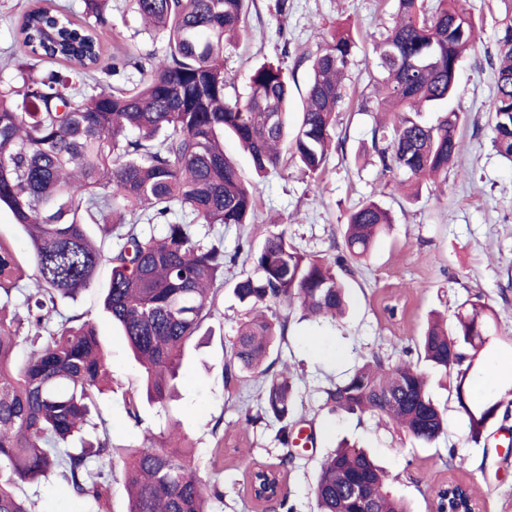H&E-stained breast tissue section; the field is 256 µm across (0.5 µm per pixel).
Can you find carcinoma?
<instances>
[{"label":"carcinoma","instance_id":"obj_1","mask_svg":"<svg viewBox=\"0 0 512 512\" xmlns=\"http://www.w3.org/2000/svg\"><path fill=\"white\" fill-rule=\"evenodd\" d=\"M496 36L495 91L490 107L492 144L512 164V0ZM106 0H84L81 20L57 0H34L16 36L27 56L60 61L35 79L19 62L21 85L0 86V211L27 234L36 294L25 299L26 319L8 316L25 270L0 244V512H33L16 488L49 474L80 499L99 500L101 480L120 466L127 488L126 512H209L208 487L181 444L180 421L166 416L164 435L120 452L109 430L95 442L72 448L96 400L108 367L92 322L65 316L60 298L88 290L98 267L110 268L103 310L112 318L143 370L148 402L167 409L187 344L210 312L224 273V252L202 244L197 224L243 225L255 221L253 184L224 154V134L248 151L258 177L289 159L311 175L325 169L336 109L356 42L351 31L330 32L310 62V77L294 104L283 68L265 63L251 71L245 98L226 93L224 46L244 30L250 0H132L151 36L165 39L163 55L143 61H103L113 37ZM478 24L465 0H398L394 22L375 44L381 78L379 107L392 115L391 130L373 129L383 167L399 183L419 185L447 175L459 153L463 112L448 110L457 94L464 56L475 48ZM142 78L129 87L95 78L127 67ZM425 112H441L435 124ZM392 223L369 200L347 218L340 252L332 261L300 252L286 232L267 236L248 255L253 272L233 293L245 320L226 347L225 382L257 377L266 384L264 412L279 424L287 446L293 438L297 392L288 366L265 365L288 318L259 313L263 307L299 305L315 318H334L347 307L340 273L366 257ZM103 225L116 245L104 246L90 231ZM156 224L164 234L153 233ZM494 310L480 297L461 303L453 330L428 323L416 346L417 363L390 365L379 356L354 367L324 389L332 411L369 415L392 423L421 446L434 444L446 420L429 391L427 370L449 379L469 437L479 442L487 425L509 417L512 389L501 398L476 399L472 383L486 366L481 352L492 339ZM41 332L24 336L23 324ZM30 351L20 365V342ZM316 512H410L392 493L388 474L362 448L340 444L320 461L313 489ZM260 512H295L288 493L258 502Z\"/></svg>","mask_w":512,"mask_h":512}]
</instances>
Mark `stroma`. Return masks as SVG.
Here are the masks:
<instances>
[{"instance_id": "stroma-1", "label": "stroma", "mask_w": 512, "mask_h": 512, "mask_svg": "<svg viewBox=\"0 0 512 512\" xmlns=\"http://www.w3.org/2000/svg\"><path fill=\"white\" fill-rule=\"evenodd\" d=\"M254 0L248 14L249 35L224 48V76L229 95H246L251 69L264 62L294 72L306 86L307 66L295 60L323 45L329 31L345 25L357 47L345 81L344 99L336 117L335 142L325 172L304 174L288 163L256 186L255 223L197 225L205 243L225 254L257 248L272 233L286 232L302 253L334 258L341 227L348 214L369 199L379 201L393 216L390 230L375 244L369 258L348 280L351 309L346 318L311 322L291 309L289 330L279 356L296 368L302 382L293 415L307 442L292 444L294 466L285 475L289 501L297 512H314L313 487L322 457L341 439L369 449L390 476V489L410 501L413 512H429L439 483L449 478L470 486L482 512H512V451L500 448L503 430L512 419L492 425L485 442L470 441L467 421L453 394L432 386L433 399L445 411L447 428L427 447L413 443L401 430L385 428L376 418L354 419L333 413L323 404L321 386L377 355L386 362L416 360L415 344L429 313L453 317L457 306L479 294L498 314L496 335L485 353L497 363L512 349V166L492 148L488 113L495 75L489 57L504 16L501 0H467L478 23L477 45L458 75L459 95L452 106L467 115L460 128L462 151L444 183L423 185L420 197L407 202L394 173L383 170L372 147L378 116L379 68L374 43L392 25L396 0ZM28 0H0V84L15 82V60L24 48L16 30ZM114 36L105 56L139 58L163 52L165 42L140 30L129 0H111ZM251 264H229L224 285L216 293L199 336L187 347L180 368L179 397L173 405L183 432L193 443L198 475L219 484L224 496L211 499V512H258L249 492L253 466H274L283 451L276 438L278 424L261 414L259 381L226 385L225 348L245 317L232 292L235 281L250 273ZM110 271L101 266L89 290L63 300L64 315L93 321L106 350L112 391L100 399L95 421L111 423L116 448H132L145 432L159 433L163 420L157 407L142 397V369L123 336L99 307ZM136 404L139 418L127 415ZM252 451L243 463L237 451ZM464 458V469L452 467ZM18 492L34 503V512H87V501L74 497L58 480L24 484Z\"/></svg>"}]
</instances>
